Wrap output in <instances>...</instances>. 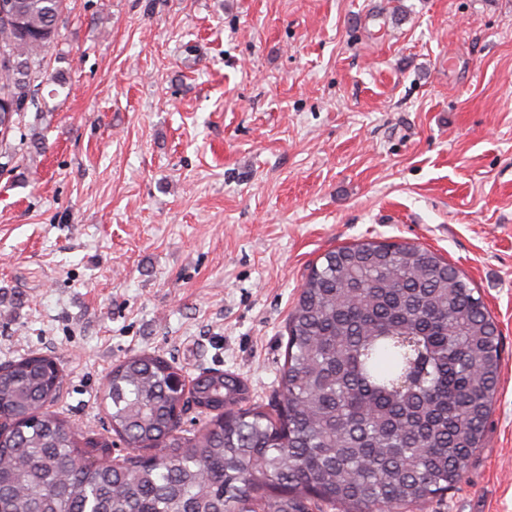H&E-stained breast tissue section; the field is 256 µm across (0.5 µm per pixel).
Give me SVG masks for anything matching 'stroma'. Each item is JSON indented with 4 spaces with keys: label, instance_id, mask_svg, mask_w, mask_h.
<instances>
[{
    "label": "stroma",
    "instance_id": "35a3bbf8",
    "mask_svg": "<svg viewBox=\"0 0 512 512\" xmlns=\"http://www.w3.org/2000/svg\"><path fill=\"white\" fill-rule=\"evenodd\" d=\"M0 154V363L57 359L109 427L113 365L270 402L326 251L442 256L501 335L485 445L413 512H512V0H65Z\"/></svg>",
    "mask_w": 512,
    "mask_h": 512
}]
</instances>
